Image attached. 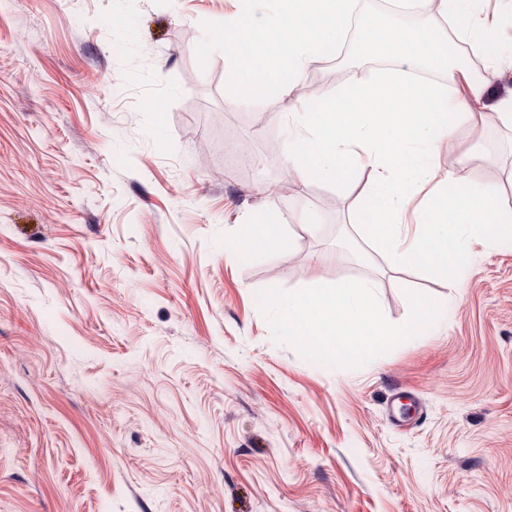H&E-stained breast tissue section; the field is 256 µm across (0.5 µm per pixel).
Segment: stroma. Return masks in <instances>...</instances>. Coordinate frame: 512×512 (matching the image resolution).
<instances>
[{
	"label": "stroma",
	"instance_id": "35a3bbf8",
	"mask_svg": "<svg viewBox=\"0 0 512 512\" xmlns=\"http://www.w3.org/2000/svg\"><path fill=\"white\" fill-rule=\"evenodd\" d=\"M266 0H0V512H512V244L460 284L396 275L355 188L299 185L264 100L228 102L216 23ZM379 63L308 65L307 107ZM440 156L512 211L501 64ZM272 204L295 231L225 245ZM369 279L429 330L358 369L275 343L257 291Z\"/></svg>",
	"mask_w": 512,
	"mask_h": 512
}]
</instances>
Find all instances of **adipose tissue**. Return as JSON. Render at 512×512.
Segmentation results:
<instances>
[{
  "label": "adipose tissue",
  "instance_id": "obj_1",
  "mask_svg": "<svg viewBox=\"0 0 512 512\" xmlns=\"http://www.w3.org/2000/svg\"><path fill=\"white\" fill-rule=\"evenodd\" d=\"M269 2L262 18L226 21L214 39L233 59L228 96L282 105L309 63L344 37L353 0ZM478 2L437 0L422 28L390 27L363 15L359 33L371 54L398 62V70L369 83L339 85L306 111L287 112L281 151L282 164L301 185L314 179L345 185L368 172L363 197L372 217L357 225V234L383 251L390 268L417 267L445 281L455 280L471 238L512 240V213L500 210L495 188H475L466 166L445 171L436 162L461 126L483 121V92L492 77L448 51L466 44L478 52L493 43L498 22ZM463 15L467 26L456 25ZM269 38L273 53H242V46ZM426 68L439 69L443 83L411 80L412 72ZM290 233L269 207L237 225L231 243L246 254L280 247Z\"/></svg>",
  "mask_w": 512,
  "mask_h": 512
}]
</instances>
